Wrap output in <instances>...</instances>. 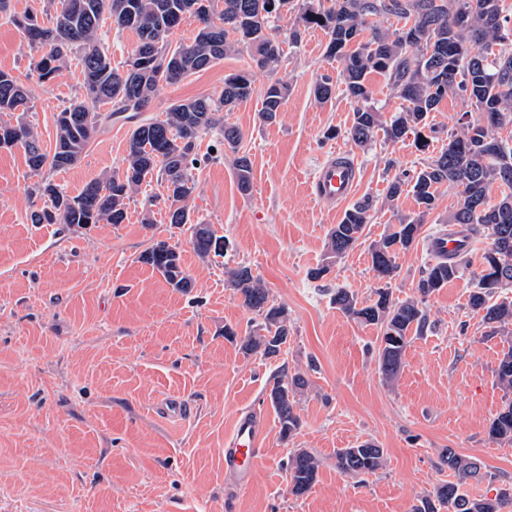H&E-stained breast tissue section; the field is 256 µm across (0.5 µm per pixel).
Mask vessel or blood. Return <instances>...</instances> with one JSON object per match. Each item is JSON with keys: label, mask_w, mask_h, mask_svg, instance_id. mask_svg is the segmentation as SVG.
Wrapping results in <instances>:
<instances>
[{"label": "vessel or blood", "mask_w": 512, "mask_h": 512, "mask_svg": "<svg viewBox=\"0 0 512 512\" xmlns=\"http://www.w3.org/2000/svg\"><path fill=\"white\" fill-rule=\"evenodd\" d=\"M358 168L346 151L331 152L316 169L310 189L321 201L343 204L355 194ZM471 245L468 233L442 232L432 238L429 249L438 257L461 252ZM265 422L253 411L238 413L232 430L224 438V475L240 490L252 482L259 452L264 444Z\"/></svg>", "instance_id": "b4317fda"}]
</instances>
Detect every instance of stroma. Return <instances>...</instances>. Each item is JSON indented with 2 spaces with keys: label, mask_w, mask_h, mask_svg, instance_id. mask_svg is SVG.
<instances>
[{
  "label": "stroma",
  "mask_w": 512,
  "mask_h": 512,
  "mask_svg": "<svg viewBox=\"0 0 512 512\" xmlns=\"http://www.w3.org/2000/svg\"><path fill=\"white\" fill-rule=\"evenodd\" d=\"M38 5L10 0L0 13V70L28 88L25 118L50 149L56 114L83 93L82 73L73 63L54 83L38 81L34 53L11 22ZM325 43L321 30L302 31L273 71L252 66L244 52L227 56L163 86L146 112L160 119L176 101L219 98L226 75L249 69L254 93L224 121L242 132L252 190L238 191L234 156L211 131L198 140L202 162L188 202L228 240L223 256L196 255L188 228L168 224L164 190L154 183L132 194L122 224L30 223L41 204L33 194L41 177L22 149L0 150V512H412L452 480L442 461L451 450L512 483V445L488 435L506 402L494 370L512 338L487 335L468 306L485 237L473 236L468 268L428 298V326L407 345L395 381H384L377 367L378 329L331 302L339 288L363 303L375 300L380 282L369 246L419 212L408 191L387 204L388 184L447 145L462 104L450 95L431 113L439 135L427 151L413 137L392 142L381 134L354 146L346 136L353 103L339 93L324 104L314 97L320 77H338L342 69L325 58ZM275 80L290 92L268 125L260 117L262 93ZM100 111L107 119L82 160L49 175L69 194L122 167L130 125L110 117L109 106ZM335 149L350 151L359 169L356 197L371 199L373 209L355 248L329 263L327 232L344 209L315 200L309 183ZM458 201L457 188L441 187L419 239L397 258L394 299L414 296L430 260L427 243L446 230ZM147 212L150 227L142 222ZM154 239L177 246L193 282L189 292L171 288L140 261ZM324 262L328 274L310 279ZM241 264L288 311L290 337L280 356H247L224 338L225 326L242 332L259 322L227 282L226 269ZM283 367L308 381L298 401L302 426L287 442L267 397ZM167 398L191 402L193 414L157 413ZM247 407L263 414L267 434L252 483L238 492L224 477L222 449L235 415ZM365 440L383 448V469L342 474L337 450ZM296 448L320 461L314 485L300 497L285 469Z\"/></svg>",
  "instance_id": "35a3bbf8"
}]
</instances>
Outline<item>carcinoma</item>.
<instances>
[{"label":"carcinoma","mask_w":512,"mask_h":512,"mask_svg":"<svg viewBox=\"0 0 512 512\" xmlns=\"http://www.w3.org/2000/svg\"><path fill=\"white\" fill-rule=\"evenodd\" d=\"M296 13L304 26L321 29L326 37L324 54L342 62V93L355 110L347 137L362 147L383 130L396 141L411 134L418 150L428 149L438 130L427 123L442 100L452 93L465 107L459 129L448 136V147L414 174L397 176L388 187L387 201L394 202L410 187L420 212L403 219L392 232L369 249L372 270L380 280L390 279L397 269L399 253L417 241L425 216L436 208L439 189L445 184L459 189L457 208L448 223L467 229L480 227L489 241L480 270L473 273L475 288L468 306L481 315L492 335L512 326V300L501 292L512 288V250L503 252L497 243L512 244V135L496 132L512 128V9L504 0H42V7L12 17L29 45L40 51L33 70L42 82L62 75L69 57L81 64L85 96L74 99L56 115L54 149H43L40 137L22 112L29 94L12 73L0 70V114L18 113L16 122L0 119V148L24 150L35 172L47 168L64 170L76 165L98 132L101 104L112 105V115L134 120L146 111L162 85H173L190 74L205 70L224 57L246 50L260 68L276 70L283 59V44L298 42L299 31L289 29L288 39L276 22L284 13ZM393 18L396 25L384 27L378 18ZM188 20L196 22V35L188 43L172 45L170 37ZM129 30L137 37L126 68L112 67L99 31L105 24ZM378 73L387 78L393 95L402 101L401 111L384 124L381 113L370 104L367 79ZM333 80H318L314 94L324 104L335 95ZM246 69L224 77L219 98L199 97L176 102L164 119L137 123L131 131L121 172L87 183L71 196L45 179L34 193L43 206L30 214L33 224H123L127 201L143 183L156 180L166 191L168 223L189 226L190 243L198 256L224 254L225 242L211 226L194 217L187 201L197 186L192 169L200 162L195 152L200 135L217 128L221 143L234 154L239 191L248 194L252 164L240 153L242 132L221 122L219 112L232 110L253 95ZM288 99V85L276 80L262 93L261 118L276 120ZM476 112L478 118L466 119ZM500 197L490 199L492 189ZM368 199L353 204L327 233L328 258L338 259L352 250L370 221ZM140 261L157 270L166 283L186 292L192 281L186 274L177 247L154 240L141 253ZM461 272L456 255L436 258L425 267L416 285L417 296L395 301L390 289L380 288L370 304L359 302L339 288L331 301L345 316L379 329L376 357L386 381L394 380L403 353L412 336L427 323L426 299L445 287ZM228 282L240 294L242 305L260 318L244 335L224 326V339L239 345L245 355H280L290 327L285 307L269 301V293L254 278L249 267L227 271ZM498 384L512 391V345L502 353L495 369ZM307 386L299 373L283 372L275 379L268 398L280 425L283 440L292 439L301 427L297 396ZM489 437L512 444V400L492 420ZM443 462L455 480L437 486L423 497L414 512H501L512 503V486L498 487L492 497L472 498L464 490L471 479L496 481L482 471L479 460L448 451ZM385 465L384 449L362 441L336 452V467L344 474H373ZM320 462L305 448L290 452L286 461L291 493L302 496L312 488Z\"/></svg>","instance_id":"1"}]
</instances>
